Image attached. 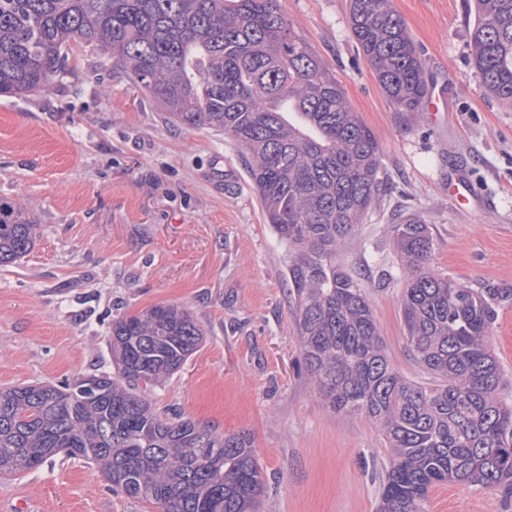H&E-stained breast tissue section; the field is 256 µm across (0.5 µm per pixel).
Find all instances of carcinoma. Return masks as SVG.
Returning <instances> with one entry per match:
<instances>
[{"label":"carcinoma","instance_id":"carcinoma-1","mask_svg":"<svg viewBox=\"0 0 512 512\" xmlns=\"http://www.w3.org/2000/svg\"><path fill=\"white\" fill-rule=\"evenodd\" d=\"M471 62L485 93L512 106V0H475ZM357 50L398 112H420L425 71L391 0H349ZM108 56L167 118L221 131L244 151L267 223L285 248L304 370L328 407L375 426L390 459L381 512H428L431 488L512 495V388L491 345L487 297L430 266L428 225L389 232L401 311L424 380L390 361L359 274L336 261L385 183L373 132L279 0H0V95L50 89L72 44ZM39 225L0 200V265L29 254ZM191 313L156 304L112 323L120 377L94 386L0 391V475L61 452L92 460L112 490L160 512H258L253 440L155 410L149 392L198 350Z\"/></svg>","mask_w":512,"mask_h":512}]
</instances>
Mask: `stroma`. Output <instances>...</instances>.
Listing matches in <instances>:
<instances>
[{
	"label": "stroma",
	"instance_id": "stroma-1",
	"mask_svg": "<svg viewBox=\"0 0 512 512\" xmlns=\"http://www.w3.org/2000/svg\"><path fill=\"white\" fill-rule=\"evenodd\" d=\"M449 110L398 112L350 36L348 0H280L373 131L386 190L338 259L356 270L386 352L408 377V347L388 225L416 215L439 273L491 293L493 347L512 377V107L484 94L470 63L468 0H392ZM70 74L27 98L0 96V199L40 239L0 266V388L115 372L112 323L159 303L187 309L204 339L156 388L158 410L251 434L261 512H379L389 451L364 418L331 412L302 372L285 250L261 211L237 143L169 122L148 92L75 48ZM466 170L485 203L448 200ZM7 512H158L113 493L100 467L58 454L0 477ZM428 512H512V497L457 483Z\"/></svg>",
	"mask_w": 512,
	"mask_h": 512
}]
</instances>
